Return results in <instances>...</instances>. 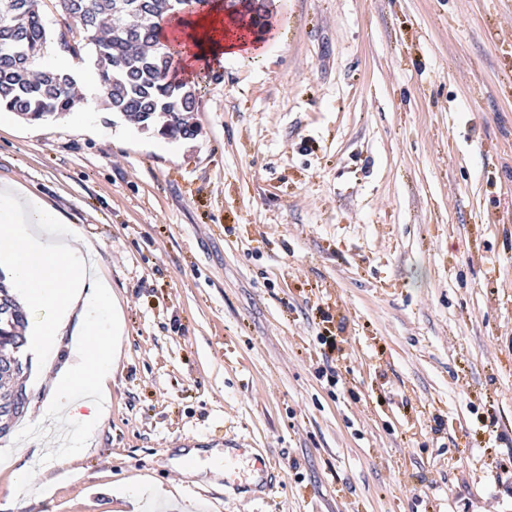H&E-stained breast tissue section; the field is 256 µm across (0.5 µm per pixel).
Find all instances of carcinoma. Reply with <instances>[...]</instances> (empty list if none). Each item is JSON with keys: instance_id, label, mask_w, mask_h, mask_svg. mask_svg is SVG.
<instances>
[{"instance_id": "obj_1", "label": "carcinoma", "mask_w": 512, "mask_h": 512, "mask_svg": "<svg viewBox=\"0 0 512 512\" xmlns=\"http://www.w3.org/2000/svg\"><path fill=\"white\" fill-rule=\"evenodd\" d=\"M72 20L61 45L74 56L91 48L98 92L108 109L156 128L168 139L193 140L198 84L180 77V51L160 37L161 27L182 12L186 0H54ZM48 43L43 0H0V112L33 122L79 108L74 78L42 68ZM0 274V295L10 300L0 315V347L27 345L28 313ZM16 374L0 365V406L13 404L21 418L28 402L15 395Z\"/></svg>"}]
</instances>
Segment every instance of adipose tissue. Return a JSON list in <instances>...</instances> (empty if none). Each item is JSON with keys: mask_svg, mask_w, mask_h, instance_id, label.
Wrapping results in <instances>:
<instances>
[{"mask_svg": "<svg viewBox=\"0 0 512 512\" xmlns=\"http://www.w3.org/2000/svg\"><path fill=\"white\" fill-rule=\"evenodd\" d=\"M188 44L182 49L185 70L227 59H260V48L248 47L225 21L220 5L184 18ZM62 215L43 197L18 182L0 183V270L10 286L41 314L39 336L53 345L65 334L71 314H78L75 335L82 342L72 361L57 373L53 403L58 412L80 422L83 433L100 421L101 404L109 398L114 352L108 344L92 341L99 324H115L118 303L112 287L96 277L88 265L92 245L78 233L54 238Z\"/></svg>", "mask_w": 512, "mask_h": 512, "instance_id": "adipose-tissue-1", "label": "adipose tissue"}]
</instances>
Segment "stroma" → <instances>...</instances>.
<instances>
[{
  "instance_id": "35a3bbf8",
  "label": "stroma",
  "mask_w": 512,
  "mask_h": 512,
  "mask_svg": "<svg viewBox=\"0 0 512 512\" xmlns=\"http://www.w3.org/2000/svg\"><path fill=\"white\" fill-rule=\"evenodd\" d=\"M169 141L108 112H0V180L97 248L121 306L108 412L56 454L51 376L0 440V512H512V0H265ZM45 56L75 80L89 53ZM337 351L322 359L321 341ZM39 457L18 453L19 433ZM237 444L233 483L180 474ZM270 486L243 488L255 456ZM42 470L46 492L12 469Z\"/></svg>"
}]
</instances>
